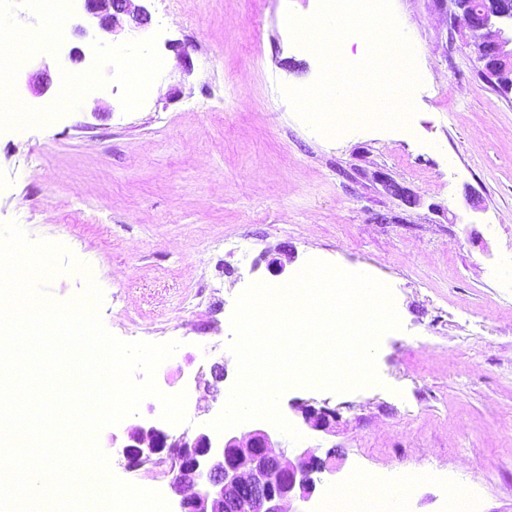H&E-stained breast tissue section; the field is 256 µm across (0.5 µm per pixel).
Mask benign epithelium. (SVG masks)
<instances>
[{
	"label": "benign epithelium",
	"mask_w": 512,
	"mask_h": 512,
	"mask_svg": "<svg viewBox=\"0 0 512 512\" xmlns=\"http://www.w3.org/2000/svg\"><path fill=\"white\" fill-rule=\"evenodd\" d=\"M83 13L105 30L129 27L134 31L149 21L145 9L133 0H81ZM461 11L460 21L474 34L475 50L487 77L505 93L512 92V0H452ZM384 188L404 204L417 203L410 190L382 175ZM309 428L328 432L336 424V412L311 404L299 407ZM279 442L264 429L242 436L231 432L217 442L206 430L172 436L160 423L132 427L122 445L125 466L137 470L146 465L167 466L165 474L179 496V512H286L294 498L309 500L319 489V474L332 471L326 458L304 449L296 462L276 452ZM216 454L221 458L214 461ZM192 481L184 484L182 478Z\"/></svg>",
	"instance_id": "1"
}]
</instances>
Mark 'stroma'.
Listing matches in <instances>:
<instances>
[{"mask_svg": "<svg viewBox=\"0 0 512 512\" xmlns=\"http://www.w3.org/2000/svg\"><path fill=\"white\" fill-rule=\"evenodd\" d=\"M319 0H145L164 65L136 111L116 84L45 127L0 131V224L66 252L46 285L67 301L87 288L72 259L94 265L106 328L125 341H180L158 368L168 394L190 395L172 434L208 428L237 378L226 345L239 294L278 286L308 259L364 272L391 288L401 320L376 355L380 385L331 392L301 387L279 409L298 429L279 435L287 458L340 449L321 491L292 512H324L352 477L424 473L395 512H450L452 493L474 494L475 512H512V93L483 74L451 0H391L416 49L422 83L407 127L353 129L327 139L305 123L285 88L315 81L317 58L293 44L286 17ZM57 53L20 67L16 95L44 108L61 74L90 70L92 41L109 34L72 14ZM82 60H69L72 49ZM48 71L52 93L33 91ZM407 187L405 206L377 173ZM476 195L479 209L466 202ZM390 216L375 223L376 214ZM279 259L285 271L272 275ZM224 363V380L210 368ZM334 410L335 428L304 426L298 405ZM157 399L98 433L118 478L178 497L168 478L131 471L112 446L156 418Z\"/></svg>", "mask_w": 512, "mask_h": 512, "instance_id": "obj_1", "label": "stroma"}]
</instances>
